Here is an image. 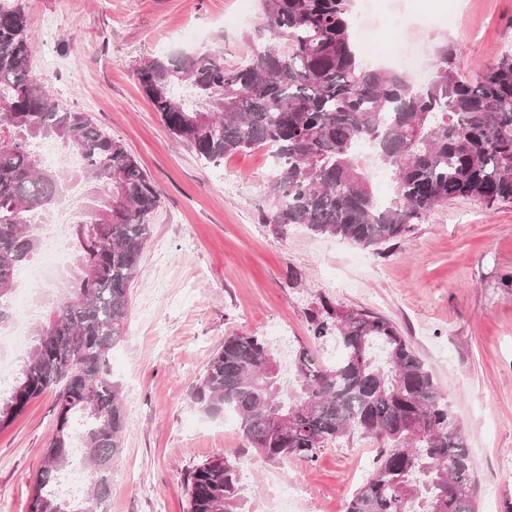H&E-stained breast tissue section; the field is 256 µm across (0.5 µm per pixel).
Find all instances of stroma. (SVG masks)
Returning <instances> with one entry per match:
<instances>
[{"label": "stroma", "mask_w": 512, "mask_h": 512, "mask_svg": "<svg viewBox=\"0 0 512 512\" xmlns=\"http://www.w3.org/2000/svg\"><path fill=\"white\" fill-rule=\"evenodd\" d=\"M33 72L123 143L161 204L131 286L127 332L111 365L126 427L108 512H188L190 472L228 454L246 512H346L381 443L352 434L316 460H259L235 418H212L191 393L226 336L266 337L281 365L299 348L334 364L335 337L310 324L322 303L386 318L432 371L463 426L478 512L512 503V202L459 198L433 207L406 239L381 248L276 224L265 150L202 163L173 140L137 70L167 50L244 61L267 39L262 0H22ZM379 39L457 47L463 76L512 53V0H387ZM53 393L0 431V512H29L56 431ZM299 484V498L280 496Z\"/></svg>", "instance_id": "obj_1"}]
</instances>
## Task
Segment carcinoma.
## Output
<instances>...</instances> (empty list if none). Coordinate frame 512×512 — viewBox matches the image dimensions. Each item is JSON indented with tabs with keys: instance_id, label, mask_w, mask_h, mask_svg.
<instances>
[{
	"instance_id": "obj_1",
	"label": "carcinoma",
	"mask_w": 512,
	"mask_h": 512,
	"mask_svg": "<svg viewBox=\"0 0 512 512\" xmlns=\"http://www.w3.org/2000/svg\"><path fill=\"white\" fill-rule=\"evenodd\" d=\"M352 0H264L276 42L251 44L242 64L220 49L170 51L137 72L176 141L207 163L264 149L274 171L272 220L364 247L407 238L423 214L459 197L512 201V55L471 79L457 52L435 48L432 82L365 67L352 39ZM24 7L0 2V325L13 319V271L39 248L32 219L67 192L64 175L31 144L55 141L84 156L82 175L102 200L75 215L76 271L65 296L35 328L18 377L0 394V430L35 398L57 389V431L35 478L30 512H107L112 460L125 428L112 350L125 336L131 285L161 197L123 145L56 97L31 71ZM371 144L391 173L382 203L356 159ZM312 316L343 356L328 366L304 347L292 359L294 388L261 336L224 338L192 392L207 416L233 414L262 460L311 461L355 432L384 441L372 474L347 512H476L473 463L432 371L387 319L357 310ZM89 477L87 496L60 497L73 458ZM233 460H206L186 485L189 512H241Z\"/></svg>"
}]
</instances>
